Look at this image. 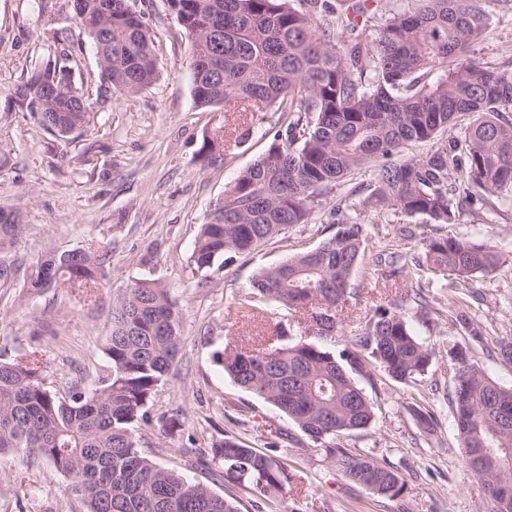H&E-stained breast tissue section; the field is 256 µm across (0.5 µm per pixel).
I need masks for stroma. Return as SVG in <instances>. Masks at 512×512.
Segmentation results:
<instances>
[{
  "label": "stroma",
  "mask_w": 512,
  "mask_h": 512,
  "mask_svg": "<svg viewBox=\"0 0 512 512\" xmlns=\"http://www.w3.org/2000/svg\"><path fill=\"white\" fill-rule=\"evenodd\" d=\"M128 4L149 25L157 77L135 93H104L96 51L83 40L71 49L69 65L77 90L95 100V115L86 131L64 143L30 113L8 109L7 97L27 73L70 49L78 32L73 0H0V207L21 214L9 252L18 271L0 282V360L38 347L46 354L45 382L59 395L79 377L96 383L110 367L103 339L113 301L135 281L153 280L169 289L182 315L180 353L148 403V422L135 429L139 448L157 464L206 483L236 501L240 512H486L481 482L459 445L448 353L465 350L494 382L512 387V364L498 355L500 341L512 337V220L494 222L467 210L454 223L437 224L424 215L365 208L353 196L366 259L352 277L359 299L351 313L366 316L390 253L402 251L398 310L434 351L428 371L412 381H396L372 365L354 375L372 404V423L329 444L364 453L405 482L398 498L369 494L326 467L308 436L235 384L222 362L255 332L241 313L253 299L254 275L334 236L327 215L335 198L320 197L311 223L196 270L190 255L201 224L239 173L285 132L288 115L271 107L239 125L223 107L198 106L190 41L165 0ZM470 55L492 67L511 58L512 14L494 15ZM218 129L226 146L222 161L211 163L199 149ZM446 234L491 239L502 266L467 283L435 276L420 263L422 238ZM91 246L110 252L106 284L95 297L65 288L27 292L29 263ZM452 297L459 300L453 308ZM422 411L432 413L430 424L420 422ZM227 435L285 460L292 476L286 492L266 495L226 478L210 445ZM71 485L47 462L0 452V512H85Z\"/></svg>",
  "instance_id": "obj_1"
}]
</instances>
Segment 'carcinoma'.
I'll use <instances>...</instances> for the list:
<instances>
[{"label":"carcinoma","mask_w":512,"mask_h":512,"mask_svg":"<svg viewBox=\"0 0 512 512\" xmlns=\"http://www.w3.org/2000/svg\"><path fill=\"white\" fill-rule=\"evenodd\" d=\"M191 42L193 94L205 107L232 105L240 114L272 105L291 114L285 136L241 172L201 225L191 260L200 271L227 254L246 255L293 224H305L317 199L336 191L330 210L336 234L252 280L254 293L300 313L303 326L286 344L259 336L224 357L242 388L272 403L317 444L329 467L376 497L396 498L404 481L362 453L326 440L365 429L372 405L352 373L366 361L398 380L423 375L434 352L419 342L397 311L398 297L372 315L336 351L323 337L342 331L340 312L355 295L354 268L364 257L363 225L349 214V187L373 171L363 205L393 207L451 224L479 202L512 211V58L497 67L467 57L492 12L512 13V0H416L389 13L375 39L364 37L386 10L385 0H166ZM336 24L316 22L319 9ZM80 30L96 46L105 92L131 93L156 76L144 17L128 0H74ZM10 107L30 112L67 142L91 121L93 103L75 88L60 60L31 71L11 90ZM450 129L458 153L438 148L401 158L411 144ZM224 135L205 140L213 162ZM20 214L0 209V279L13 272L3 256ZM426 263L463 281L501 263L495 245L454 235L424 238ZM108 251L50 253L28 265L31 293L63 286L92 296L103 287ZM180 313L164 286L131 284L112 309L105 336L109 373L66 397L46 387L39 350L0 362V451L46 460L73 478L86 512H238L206 484L156 464L138 448L134 431L149 419L147 404L180 350ZM455 380L453 416L468 464L483 484L489 512H512V388L492 381L461 349L448 353ZM226 476L263 493L290 480L281 459L235 437L211 444Z\"/></svg>","instance_id":"carcinoma-1"}]
</instances>
